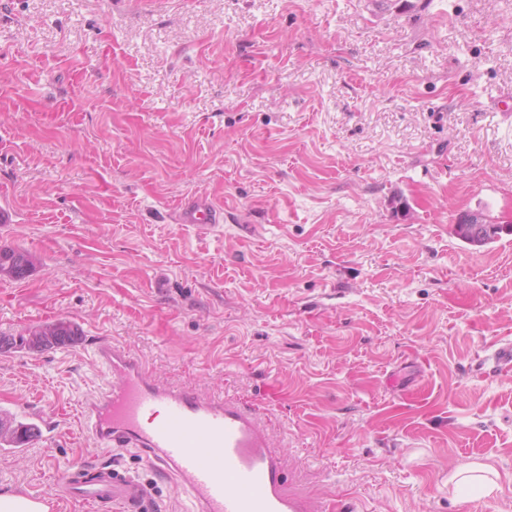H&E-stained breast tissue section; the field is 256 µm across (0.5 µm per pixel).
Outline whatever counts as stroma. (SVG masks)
<instances>
[{
    "label": "stroma",
    "instance_id": "obj_1",
    "mask_svg": "<svg viewBox=\"0 0 512 512\" xmlns=\"http://www.w3.org/2000/svg\"><path fill=\"white\" fill-rule=\"evenodd\" d=\"M224 209L177 224L189 197ZM0 333L63 318L83 334L0 352V494L50 512L74 458L137 473L144 512H190L176 477L87 438L110 383L100 339L158 378L257 397L294 485L357 512H512L448 471L512 486V0H0ZM482 212V213H481ZM466 211L457 217L456 224H487L484 227V233L487 238L488 243L492 242L496 238L499 237L501 233L504 231L512 232V225L510 224H488L489 219H487V223H484V211ZM6 259H12L15 260V264L12 266V268L15 269V274L10 279H1L0 281H22L25 280L29 273L32 271V269L35 266V257L27 250L19 248V247H13V246H6L1 245L0 246V269L7 263L4 261ZM21 261L28 262L31 264V269L26 270L23 268V265L21 264ZM499 476L490 463L472 461L456 466L448 471V485L457 489L479 487L488 494H504L505 488L499 483Z\"/></svg>",
    "mask_w": 512,
    "mask_h": 512
}]
</instances>
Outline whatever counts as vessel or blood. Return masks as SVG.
I'll use <instances>...</instances> for the list:
<instances>
[{"instance_id":"vessel-or-blood-1","label":"vessel or blood","mask_w":512,"mask_h":512,"mask_svg":"<svg viewBox=\"0 0 512 512\" xmlns=\"http://www.w3.org/2000/svg\"><path fill=\"white\" fill-rule=\"evenodd\" d=\"M223 220V208L204 196L184 202L175 215L179 224L213 227ZM94 357L111 373L112 384L82 410L88 434L102 448L136 449L175 473L193 498L194 512H354L350 498L340 496L319 508L289 483L272 438L270 412L287 398L280 385H267L257 407L158 380L126 346L99 342ZM159 408L162 420L143 423V415ZM59 496L95 508L117 504L121 512H142L148 491L117 465L76 459Z\"/></svg>"}]
</instances>
